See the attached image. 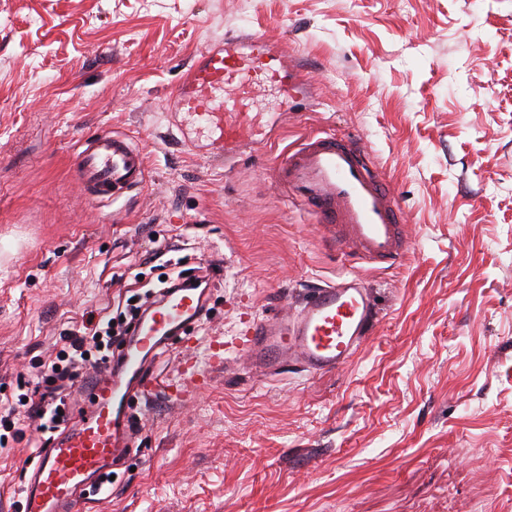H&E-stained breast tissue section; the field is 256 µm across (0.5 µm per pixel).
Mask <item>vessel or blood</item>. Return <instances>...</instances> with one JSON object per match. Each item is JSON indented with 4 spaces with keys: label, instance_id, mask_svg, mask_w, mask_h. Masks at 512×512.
Returning <instances> with one entry per match:
<instances>
[{
    "label": "vessel or blood",
    "instance_id": "obj_1",
    "mask_svg": "<svg viewBox=\"0 0 512 512\" xmlns=\"http://www.w3.org/2000/svg\"><path fill=\"white\" fill-rule=\"evenodd\" d=\"M276 84L284 100L312 101L314 86L299 58L258 33L231 35L202 49L172 98L175 111L202 119L219 147L238 143L247 121L246 87ZM74 172L90 202H115L141 187L143 152L126 136L105 133L77 151ZM274 183L291 203L314 216L326 240L355 264H399L407 252L402 210L395 190L357 139L311 133L274 170ZM204 289L187 286L164 294L134 326L119 349V369L93 373L82 382L90 409L38 449L18 488L19 512H78L84 496L105 489L104 478L130 455L134 424L128 401L157 393L183 402L208 381L191 371L179 381L156 363L204 309ZM377 322L374 298L356 275L315 289L287 320L247 319L237 336L212 341L208 369L229 354H244L254 369L288 365L309 372L346 365Z\"/></svg>",
    "mask_w": 512,
    "mask_h": 512
}]
</instances>
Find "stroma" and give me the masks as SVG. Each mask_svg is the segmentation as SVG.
<instances>
[{"label":"stroma","mask_w":512,"mask_h":512,"mask_svg":"<svg viewBox=\"0 0 512 512\" xmlns=\"http://www.w3.org/2000/svg\"><path fill=\"white\" fill-rule=\"evenodd\" d=\"M236 31L302 58L315 102L284 113L252 86L220 163L168 96ZM107 131L147 175L92 204L72 160ZM315 132L360 139L396 187L398 266L349 265L275 188ZM178 257L213 286L171 375L240 312L292 314L351 272L379 320L333 371L263 376L235 354L191 403L133 400L134 452L85 512H512V0H0V402ZM34 453L0 448V512Z\"/></svg>","instance_id":"1"}]
</instances>
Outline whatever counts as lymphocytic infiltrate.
Masks as SVG:
<instances>
[{
	"label": "lymphocytic infiltrate",
	"instance_id": "1",
	"mask_svg": "<svg viewBox=\"0 0 512 512\" xmlns=\"http://www.w3.org/2000/svg\"><path fill=\"white\" fill-rule=\"evenodd\" d=\"M154 298L150 290L133 293L126 298L122 315L100 318L87 333L62 336L59 347L33 375L22 397L0 405V447L24 439V421L36 422L38 432L44 435L67 424L72 412L66 401L67 389L82 371L107 363L113 345L123 341L132 322Z\"/></svg>",
	"mask_w": 512,
	"mask_h": 512
}]
</instances>
